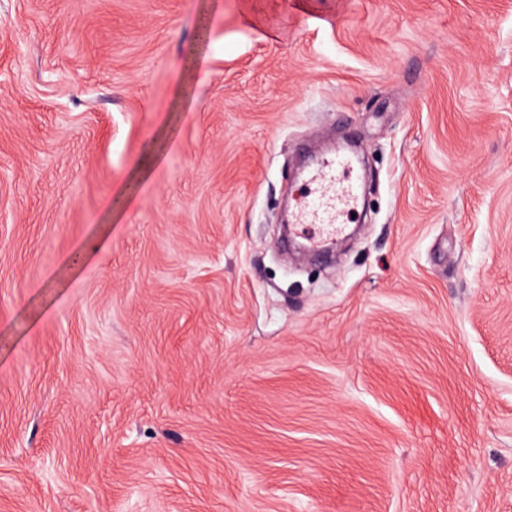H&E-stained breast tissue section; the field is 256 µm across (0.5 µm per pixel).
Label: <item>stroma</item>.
I'll use <instances>...</instances> for the list:
<instances>
[{"label":"stroma","instance_id":"1","mask_svg":"<svg viewBox=\"0 0 512 512\" xmlns=\"http://www.w3.org/2000/svg\"><path fill=\"white\" fill-rule=\"evenodd\" d=\"M0 512H512V0H0ZM353 159L337 151L321 154L302 170L312 198L295 212L291 224L312 227L319 235L334 233L345 224L357 199Z\"/></svg>","mask_w":512,"mask_h":512}]
</instances>
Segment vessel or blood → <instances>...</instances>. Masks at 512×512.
Listing matches in <instances>:
<instances>
[{"label":"vessel or blood","instance_id":"1","mask_svg":"<svg viewBox=\"0 0 512 512\" xmlns=\"http://www.w3.org/2000/svg\"><path fill=\"white\" fill-rule=\"evenodd\" d=\"M302 178L311 190V198L293 214V223L312 227L322 235L339 230L357 199L352 158L335 151L321 154L303 169Z\"/></svg>","mask_w":512,"mask_h":512}]
</instances>
